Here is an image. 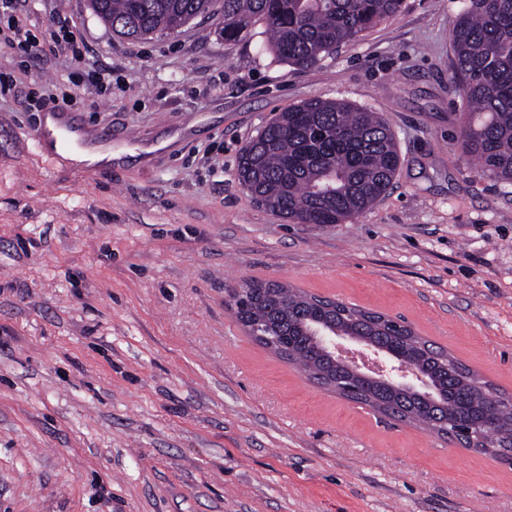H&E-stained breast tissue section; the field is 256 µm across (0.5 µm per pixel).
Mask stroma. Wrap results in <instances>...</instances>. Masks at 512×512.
I'll list each match as a JSON object with an SVG mask.
<instances>
[{
  "label": "stroma",
  "instance_id": "obj_1",
  "mask_svg": "<svg viewBox=\"0 0 512 512\" xmlns=\"http://www.w3.org/2000/svg\"><path fill=\"white\" fill-rule=\"evenodd\" d=\"M466 0L401 12L315 66L220 8L173 33L113 35L88 0H25L0 43V512H512V463L375 413L246 334L248 280L400 318L512 396V184L463 153L449 30ZM67 31L97 94L56 51ZM120 163L43 154L48 85ZM382 113L402 163L343 224H292L237 179L279 112Z\"/></svg>",
  "mask_w": 512,
  "mask_h": 512
}]
</instances>
